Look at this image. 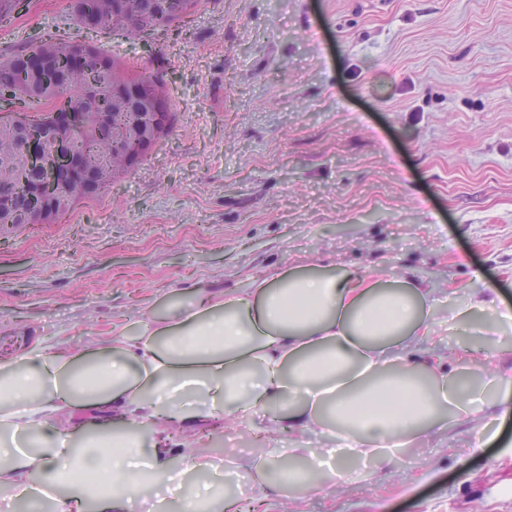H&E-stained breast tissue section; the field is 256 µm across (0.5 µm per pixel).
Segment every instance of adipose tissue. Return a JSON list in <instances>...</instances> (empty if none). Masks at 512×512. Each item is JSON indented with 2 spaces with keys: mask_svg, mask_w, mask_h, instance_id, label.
I'll return each instance as SVG.
<instances>
[{
  "mask_svg": "<svg viewBox=\"0 0 512 512\" xmlns=\"http://www.w3.org/2000/svg\"><path fill=\"white\" fill-rule=\"evenodd\" d=\"M434 290L413 272H305L282 267L248 292L200 291L164 319L141 321L119 353L38 345L0 359V483L36 503L62 487L92 493L103 512H133L143 494L193 499L231 512L232 492L186 494L174 477L173 431H193L216 411L280 408L285 429L303 438H342L349 461L403 448L425 432L447 431L463 395L431 347ZM86 414L80 432L57 419ZM253 500L295 486L326 490L324 472L301 449L267 434Z\"/></svg>",
  "mask_w": 512,
  "mask_h": 512,
  "instance_id": "adipose-tissue-1",
  "label": "adipose tissue"
}]
</instances>
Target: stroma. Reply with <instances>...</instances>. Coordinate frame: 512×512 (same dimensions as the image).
Returning <instances> with one entry per match:
<instances>
[{
  "label": "stroma",
  "mask_w": 512,
  "mask_h": 512,
  "mask_svg": "<svg viewBox=\"0 0 512 512\" xmlns=\"http://www.w3.org/2000/svg\"><path fill=\"white\" fill-rule=\"evenodd\" d=\"M51 32L170 87V134L57 223L0 236V347L92 352L199 290L244 292L294 265L410 269L435 288L437 350L512 371V320L457 321L471 289L512 306V0H199L168 41L93 32L69 0L0 24V61ZM492 436L459 424L405 465L353 464L264 512H512V412L474 378ZM276 409L202 426L186 454L223 481L262 455Z\"/></svg>",
  "instance_id": "35a3bbf8"
}]
</instances>
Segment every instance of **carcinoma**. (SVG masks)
I'll return each mask as SVG.
<instances>
[{"instance_id": "carcinoma-1", "label": "carcinoma", "mask_w": 512, "mask_h": 512, "mask_svg": "<svg viewBox=\"0 0 512 512\" xmlns=\"http://www.w3.org/2000/svg\"><path fill=\"white\" fill-rule=\"evenodd\" d=\"M113 0H70L72 15L83 27L88 17L98 19L99 31L114 30L139 38L159 29L169 32L188 21L197 0H127L115 10ZM73 40L45 34L30 48L0 62V100L20 113V126H0V200L8 202L0 212V224H32L40 217L42 205L60 219L79 203L69 187L67 173L48 172L47 154L32 155L27 140L35 137L53 146L57 120L52 115L77 114L79 131L69 147L85 163L99 170L104 180L124 163V156L112 151V113L124 111L121 91L131 82L140 84L136 105L141 112L155 106L170 111V89L160 77L137 75L112 58L101 47L87 44V63L75 68L70 63ZM30 53L47 58L41 69L27 67Z\"/></svg>"}]
</instances>
